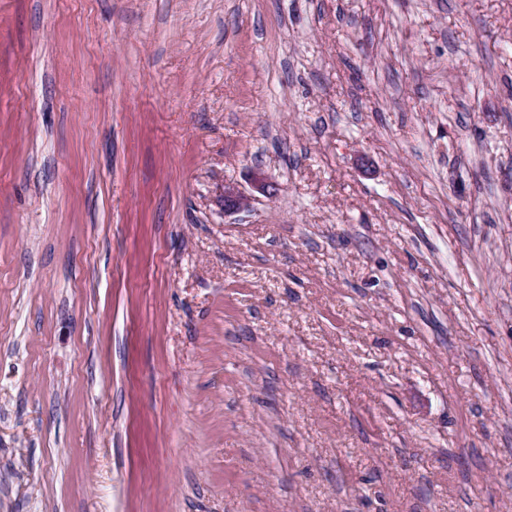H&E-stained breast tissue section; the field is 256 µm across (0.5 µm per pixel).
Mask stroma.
I'll list each match as a JSON object with an SVG mask.
<instances>
[{
    "mask_svg": "<svg viewBox=\"0 0 512 512\" xmlns=\"http://www.w3.org/2000/svg\"><path fill=\"white\" fill-rule=\"evenodd\" d=\"M0 512H512V0H0Z\"/></svg>",
    "mask_w": 512,
    "mask_h": 512,
    "instance_id": "35a3bbf8",
    "label": "stroma"
}]
</instances>
